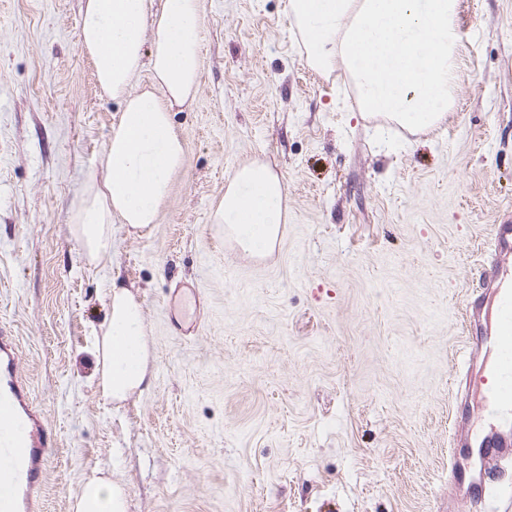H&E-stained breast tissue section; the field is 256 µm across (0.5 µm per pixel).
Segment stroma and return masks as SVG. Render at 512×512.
I'll return each mask as SVG.
<instances>
[{
	"instance_id": "35a3bbf8",
	"label": "stroma",
	"mask_w": 512,
	"mask_h": 512,
	"mask_svg": "<svg viewBox=\"0 0 512 512\" xmlns=\"http://www.w3.org/2000/svg\"><path fill=\"white\" fill-rule=\"evenodd\" d=\"M201 2L184 165L95 268L70 209L122 103L81 51V0H0V328L56 435L40 512H71L95 469L126 512H483L448 500L449 458L472 461L449 410L465 300L512 213V0H458L454 104L416 133L305 63L288 0ZM253 161L287 188L263 258L210 221ZM115 283L143 303L154 372L122 402L91 350Z\"/></svg>"
}]
</instances>
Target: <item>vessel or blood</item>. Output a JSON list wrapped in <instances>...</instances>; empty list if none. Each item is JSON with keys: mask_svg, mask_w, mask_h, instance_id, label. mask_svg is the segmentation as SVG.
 <instances>
[{"mask_svg": "<svg viewBox=\"0 0 512 512\" xmlns=\"http://www.w3.org/2000/svg\"><path fill=\"white\" fill-rule=\"evenodd\" d=\"M492 251L512 255V222L503 221L490 231ZM486 288L493 295L494 310L486 312L484 296L467 303V389L482 394L486 425L465 430L458 447L472 449L476 464L465 470L451 467L450 483L464 495L485 498L492 479L485 468L490 459L512 457V279L500 278L489 268ZM491 352L480 360V347ZM16 339L0 328V512H33L35 493L53 435L43 414L30 401L25 380L17 372Z\"/></svg>", "mask_w": 512, "mask_h": 512, "instance_id": "obj_1", "label": "vessel or blood"}]
</instances>
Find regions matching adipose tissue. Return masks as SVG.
Returning a JSON list of instances; mask_svg holds the SVG:
<instances>
[{
  "label": "adipose tissue",
  "mask_w": 512,
  "mask_h": 512,
  "mask_svg": "<svg viewBox=\"0 0 512 512\" xmlns=\"http://www.w3.org/2000/svg\"><path fill=\"white\" fill-rule=\"evenodd\" d=\"M457 0H289L306 62L326 73L349 70L362 111L415 130L442 122L456 92ZM201 0H83L80 45L104 92L122 111L100 157L102 180H90L71 207V231L90 265L112 251V224L135 229L156 223L173 175L184 164L185 142L171 119L191 100L201 68ZM152 89L130 95L141 65ZM286 187L261 162L237 168L211 221L223 225L246 252L270 254L286 222ZM106 328L93 345L99 385L115 402L152 384L139 299L110 290ZM74 512H125V493L91 476L74 497Z\"/></svg>",
  "instance_id": "1"
}]
</instances>
